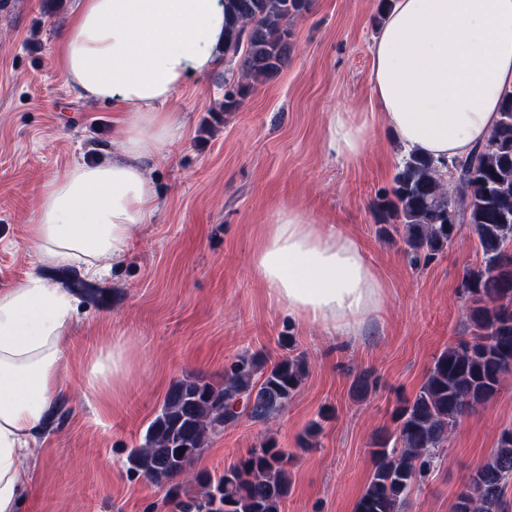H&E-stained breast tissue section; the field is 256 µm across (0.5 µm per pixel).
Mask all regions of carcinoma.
I'll use <instances>...</instances> for the list:
<instances>
[{"label":"carcinoma","instance_id":"carcinoma-1","mask_svg":"<svg viewBox=\"0 0 512 512\" xmlns=\"http://www.w3.org/2000/svg\"><path fill=\"white\" fill-rule=\"evenodd\" d=\"M308 7L309 0H224V58L239 68L224 80L223 111L239 110L280 72L288 59V23ZM372 209L378 222L391 225L415 266L440 256L463 223L482 254L460 281L470 338L434 358L415 397L394 408L393 429L371 450L372 472L356 512H407L413 489L445 457L457 426L485 409L512 376V91L481 148L450 168L419 152L404 155L391 189L376 196ZM306 375L301 357L265 367L243 354L224 369L220 385L182 377L128 454L129 474L169 486L177 512H281L291 488L288 455L272 439L218 477L197 473L199 497L180 498L175 480L189 472L212 436L244 417L267 422L283 412ZM511 483L512 432L504 431L495 453L471 470L453 512H504Z\"/></svg>","mask_w":512,"mask_h":512}]
</instances>
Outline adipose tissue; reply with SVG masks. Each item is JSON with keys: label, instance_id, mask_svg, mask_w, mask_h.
Here are the masks:
<instances>
[{"label": "adipose tissue", "instance_id": "obj_1", "mask_svg": "<svg viewBox=\"0 0 512 512\" xmlns=\"http://www.w3.org/2000/svg\"><path fill=\"white\" fill-rule=\"evenodd\" d=\"M223 57L224 0H75L63 76L78 98L112 101L125 117L99 160L42 183L28 226L40 258L93 277L130 253L157 211L148 163L177 138L164 107ZM371 58L377 106L403 150L467 157L512 91V0H391ZM371 130L353 113H330L323 149L359 158ZM250 263L289 317L328 338L357 333L383 306L385 285L359 242L295 203L276 209ZM76 309L68 288L35 273L0 291V512H18L30 484L24 456L60 390ZM131 365L127 343L101 348L85 394L117 395Z\"/></svg>", "mask_w": 512, "mask_h": 512}]
</instances>
